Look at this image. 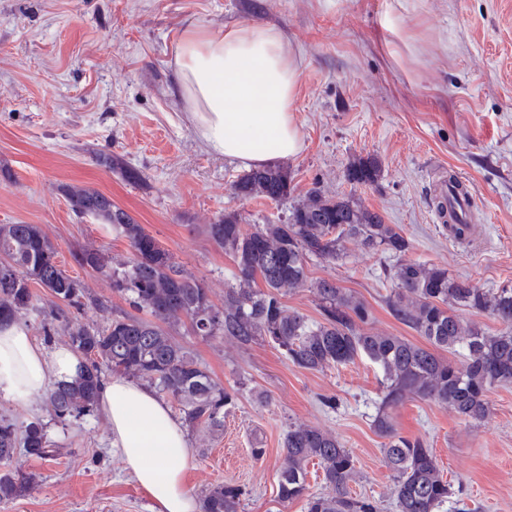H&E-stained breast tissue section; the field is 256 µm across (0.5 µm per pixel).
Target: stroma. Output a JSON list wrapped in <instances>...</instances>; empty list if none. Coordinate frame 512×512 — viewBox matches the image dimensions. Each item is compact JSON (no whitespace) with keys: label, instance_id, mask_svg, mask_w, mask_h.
<instances>
[{"label":"stroma","instance_id":"35a3bbf8","mask_svg":"<svg viewBox=\"0 0 512 512\" xmlns=\"http://www.w3.org/2000/svg\"><path fill=\"white\" fill-rule=\"evenodd\" d=\"M218 29L260 22L296 46L302 75L295 104L303 141L288 159V199L245 200L233 184L242 169L210 152L172 89L174 36L187 22ZM114 153L138 169L131 184L96 164ZM381 164L375 183L348 181L361 158ZM447 171L473 190V229L462 240L438 224L433 180ZM95 189L126 210L210 290L216 306L235 264L203 231L224 213L245 227L285 222L311 188L360 199L409 242L406 259L447 268L479 288L512 283V0H0V224H35L53 242L65 273L103 309L66 306L37 289V308L19 316L46 349L65 344L68 324L105 326L128 303L104 273L80 267L75 252L99 249L112 265L130 246L111 225L76 215L64 189ZM394 257L348 244L345 261L308 264L311 282L336 280L370 311L364 329L419 335L386 303ZM174 340L211 378L237 395L224 430L189 433L186 482L194 496L231 482L245 491L243 512H304L281 502L284 437L308 425L336 436L358 472L354 492L394 512V473L375 433L380 373L366 358L309 371L274 346H242L199 336L178 321ZM332 406H325V399ZM482 422L427 400L396 411L401 435L423 439L454 494L439 512H512V384L487 395ZM17 425L39 418L56 456L22 459L37 484L0 501V512H151L147 492L109 446L97 411L64 422L45 397L0 401ZM263 456H255L254 446Z\"/></svg>","mask_w":512,"mask_h":512}]
</instances>
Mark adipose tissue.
I'll list each match as a JSON object with an SVG mask.
<instances>
[{"mask_svg":"<svg viewBox=\"0 0 512 512\" xmlns=\"http://www.w3.org/2000/svg\"><path fill=\"white\" fill-rule=\"evenodd\" d=\"M176 94L207 148L242 167L298 155L301 77L296 48L278 29L242 23L219 30L188 24L175 37ZM81 360L66 345L45 350L22 323L0 324V399L26 401L73 377ZM110 444L149 494L152 512H197L185 480L186 428L148 387L116 375L99 390Z\"/></svg>","mask_w":512,"mask_h":512,"instance_id":"1","label":"adipose tissue"}]
</instances>
